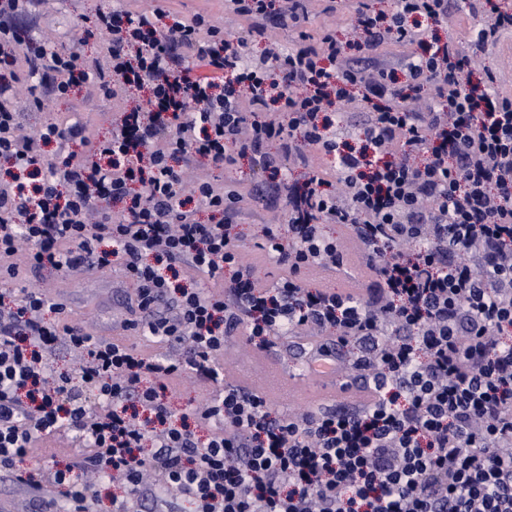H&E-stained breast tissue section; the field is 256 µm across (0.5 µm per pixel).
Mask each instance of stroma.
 Instances as JSON below:
<instances>
[{
	"instance_id": "stroma-1",
	"label": "stroma",
	"mask_w": 512,
	"mask_h": 512,
	"mask_svg": "<svg viewBox=\"0 0 512 512\" xmlns=\"http://www.w3.org/2000/svg\"><path fill=\"white\" fill-rule=\"evenodd\" d=\"M114 6L133 12L158 6L184 19L205 12L214 24L231 31L241 33L247 28L246 23L225 12L224 0H39L33 25L36 33L50 43L70 45L80 36L74 26L79 16ZM36 83L35 77L21 72L17 105L22 131L27 135L35 134L46 120L55 119L83 122L90 137H103L111 131L121 111L131 103L127 97L114 99L94 94L73 102L47 97L41 108L35 109L30 105L29 89ZM190 174L209 178L219 185L235 186L244 192L251 191L267 178L265 172L247 160L221 168L201 161L191 167ZM283 221L282 211L272 203L246 207L236 219L243 254L248 262L255 264L259 283L272 282L281 274L277 266L267 262L258 244L265 225ZM34 284L66 304L69 320L84 325L94 335L107 340L124 338L121 324L127 316V302L134 294V286L120 268H82L69 273L44 270ZM317 342L314 336L287 335L280 339L276 348L261 356L246 336H234L226 354L229 372L233 378L265 388L273 400V410L278 413L307 410L342 399L338 385L302 369L304 350Z\"/></svg>"
}]
</instances>
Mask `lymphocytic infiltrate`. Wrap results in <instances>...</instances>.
I'll use <instances>...</instances> for the list:
<instances>
[{"label":"lymphocytic infiltrate","mask_w":512,"mask_h":512,"mask_svg":"<svg viewBox=\"0 0 512 512\" xmlns=\"http://www.w3.org/2000/svg\"><path fill=\"white\" fill-rule=\"evenodd\" d=\"M310 2L224 0L244 36L204 13L80 16L108 37L103 66L37 38L34 0H0V280L20 285L0 293V472L34 497L55 486L59 512H92L85 470L121 483L113 512L162 495L187 512H512V94L472 66L512 33V10L470 0L486 21L463 48L436 33L449 0L360 6L350 39L251 56L269 25L303 28ZM387 46L408 49L399 67L379 62ZM187 48L209 75H193ZM21 63L58 99L83 86L149 97L101 139L55 121L22 139ZM426 92L428 111H414ZM358 98L371 112L355 147L327 111ZM327 157L335 181L283 177L286 161ZM245 158L268 174L250 195L185 179L196 161ZM191 198L227 217L247 199L279 202L288 228L265 226L261 248L281 276L259 284L230 225L199 221ZM22 243L36 272L123 267L136 287L126 330L177 355L67 322L64 303L19 282ZM353 244L359 287L310 284L316 269L353 277ZM185 269L204 281L183 285ZM241 329L261 351L281 330L326 332L305 368L347 376L360 402L273 412L265 391L226 378ZM60 340L79 352L78 376L53 366ZM186 376L213 395L179 414L168 392ZM62 434L85 447L80 461L36 458L37 441Z\"/></svg>","instance_id":"obj_1"}]
</instances>
